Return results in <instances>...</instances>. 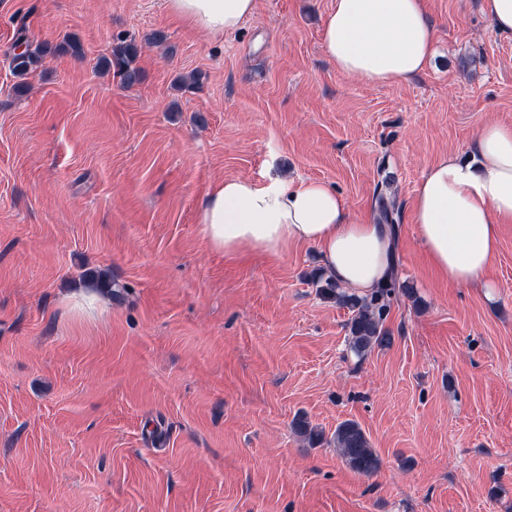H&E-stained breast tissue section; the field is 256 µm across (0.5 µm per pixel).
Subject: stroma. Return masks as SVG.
I'll return each mask as SVG.
<instances>
[{"instance_id":"obj_1","label":"stroma","mask_w":512,"mask_h":512,"mask_svg":"<svg viewBox=\"0 0 512 512\" xmlns=\"http://www.w3.org/2000/svg\"><path fill=\"white\" fill-rule=\"evenodd\" d=\"M332 4L256 0L214 37L165 0H0V512H512V224L489 287L467 288L432 269L411 210L432 163L512 125V34L483 0H426V70L367 84L322 50ZM22 31L82 55L46 58L20 97ZM125 39L131 87L97 68ZM276 177L322 180L365 221L390 181L414 291L390 346L350 352L314 247L209 248L211 187ZM95 270L119 296L91 294ZM299 416L356 421L380 470L309 445Z\"/></svg>"}]
</instances>
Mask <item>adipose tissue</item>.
<instances>
[{"label":"adipose tissue","instance_id":"adipose-tissue-1","mask_svg":"<svg viewBox=\"0 0 512 512\" xmlns=\"http://www.w3.org/2000/svg\"><path fill=\"white\" fill-rule=\"evenodd\" d=\"M168 12L213 35L230 33L253 15L255 0H166ZM435 30L424 0H334L322 48L338 72L368 84L396 85L423 72ZM476 161L447 156L432 164L413 199L420 239L438 274L452 284L482 283L512 223V125L485 124ZM198 222L208 246L234 255L249 249L278 257L315 247L341 286L371 293L387 279L393 240L387 225L351 217L335 189L315 179L262 185L227 179L204 197Z\"/></svg>","mask_w":512,"mask_h":512}]
</instances>
